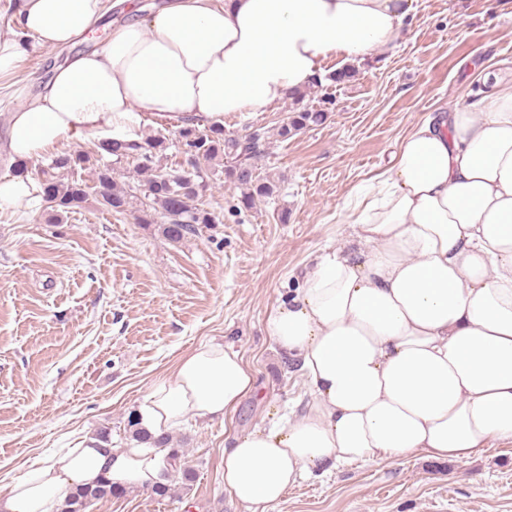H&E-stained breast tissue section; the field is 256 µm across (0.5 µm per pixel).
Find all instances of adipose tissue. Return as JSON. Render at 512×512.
Masks as SVG:
<instances>
[{
  "instance_id": "obj_1",
  "label": "adipose tissue",
  "mask_w": 512,
  "mask_h": 512,
  "mask_svg": "<svg viewBox=\"0 0 512 512\" xmlns=\"http://www.w3.org/2000/svg\"><path fill=\"white\" fill-rule=\"evenodd\" d=\"M129 16L102 50L59 66L16 107L7 154L33 160L86 137L142 143L159 119L223 123L266 112L323 80L329 55L388 49L412 0H165ZM0 75L64 46L103 0H9ZM353 241L323 255L267 315L265 333L311 399L300 416L224 442V488L264 512L298 479L345 464L420 455L466 460L512 440V90L493 91L401 140ZM256 382L214 340L152 384L136 418L153 436L225 418ZM163 455L94 440L36 459L0 512H62L82 487L153 488Z\"/></svg>"
}]
</instances>
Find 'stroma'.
Here are the masks:
<instances>
[{"mask_svg":"<svg viewBox=\"0 0 512 512\" xmlns=\"http://www.w3.org/2000/svg\"><path fill=\"white\" fill-rule=\"evenodd\" d=\"M123 19L110 10L73 45L29 54L0 76V139L11 109L69 58L104 48ZM354 68L300 102L225 117L227 135L264 132L256 169L278 191L241 210L239 189L208 176L217 222L180 243L136 223L139 199L122 214L90 202L60 224L40 204L0 214V486L104 429L111 446L131 445L128 420L151 383L217 339L241 354L257 390L225 420L173 432L196 474L190 487L133 488L87 512H246L224 489L225 439L297 416L310 399L265 334L269 311L318 255L353 239L351 201L415 124L473 101L485 75L512 84V0H413L392 47ZM298 106L324 109L325 121L280 139ZM267 512H512V441L458 462L341 466L304 478Z\"/></svg>","mask_w":512,"mask_h":512,"instance_id":"35a3bbf8","label":"stroma"}]
</instances>
